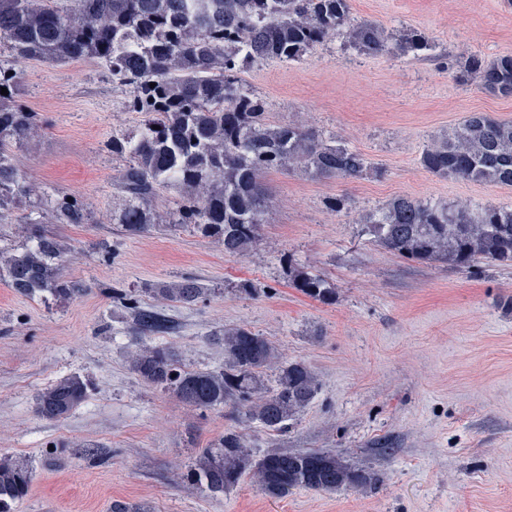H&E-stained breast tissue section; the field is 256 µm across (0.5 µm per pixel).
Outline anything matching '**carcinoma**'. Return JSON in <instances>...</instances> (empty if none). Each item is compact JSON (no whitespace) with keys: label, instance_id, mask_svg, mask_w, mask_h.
Segmentation results:
<instances>
[{"label":"carcinoma","instance_id":"obj_1","mask_svg":"<svg viewBox=\"0 0 512 512\" xmlns=\"http://www.w3.org/2000/svg\"><path fill=\"white\" fill-rule=\"evenodd\" d=\"M335 41L372 56L419 59L436 50L419 29L395 36L374 22L351 18V0H0V89L8 91L0 94V224H17L23 233L21 248L0 252V279L32 299L48 293L62 302L88 292L84 283L63 275L66 257L76 250L39 219L45 214L54 224H87V203L76 194L49 191L14 153L48 127V118L22 100L20 62L90 59L124 92L119 111L141 115L132 131L112 127L105 144L121 162L112 178V223L124 235L189 231L228 256H243L262 245V226L275 207L264 184L267 174L299 169L354 178L373 170L362 152L334 135L302 123H270L266 102L243 78L250 68L297 62L313 47ZM450 65L457 78L476 75L485 92L512 97V55L492 61L455 55ZM419 164L433 175L512 186V121L471 112L448 137L424 149ZM169 188L178 197L161 210L156 200ZM364 231L381 249L411 262L461 273L472 272L480 260L512 265V207L398 196L365 217ZM287 272L288 281L312 299L326 301L335 293L318 274L292 263ZM142 293L194 306L211 289L187 275ZM128 326L141 339L130 355L131 369L190 407L229 405L246 421L280 433L317 391L311 367L277 363L274 345L245 325L214 332L224 343V368L218 371L188 369L167 345L144 342L177 331L152 304H132ZM89 391L79 375L61 378L37 396L36 412L62 419ZM272 465L275 478L268 475ZM247 474L271 497L300 488L367 491L378 482L375 473L323 450L272 451L257 459L236 431L196 449L186 478L217 496ZM31 481L27 465L0 456V512H16Z\"/></svg>","mask_w":512,"mask_h":512}]
</instances>
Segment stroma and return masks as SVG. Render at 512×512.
<instances>
[{
	"mask_svg": "<svg viewBox=\"0 0 512 512\" xmlns=\"http://www.w3.org/2000/svg\"><path fill=\"white\" fill-rule=\"evenodd\" d=\"M355 17L423 30L438 57H369L329 43L297 63L249 69L247 83L271 121H299L367 155L382 176L317 179L276 172V207L264 245L245 257L186 232L117 237L111 224H59L75 247L66 277L85 296L62 304L30 299L0 282V455L28 465L32 483L16 512H110L112 502L150 512H512V266L481 263L471 274L405 261L375 246L363 219L404 195L436 203L512 206V187L424 171L425 146L471 112L512 120V97L477 79L460 81L445 54L493 59L512 53V0H352ZM23 98L51 127L16 155L49 189L111 209L117 165L103 146L122 93L97 65H21ZM343 197L336 214L327 198ZM113 246L116 255L99 253ZM336 288L331 302L289 283L285 261ZM186 275L221 295L185 307L157 303L178 332L163 337L181 363L217 370V330L244 324L319 380L311 404L282 433L239 423L232 408L195 410L146 384L128 360L137 340L110 288L138 292ZM248 280L260 295L234 292ZM78 375L91 384L70 415L35 411L49 384ZM246 434L255 454L329 450L377 473L369 492L293 490L274 498L251 477L214 497L184 474L195 449L224 432ZM66 452H59L60 443ZM390 445L387 453L377 443Z\"/></svg>",
	"mask_w": 512,
	"mask_h": 512,
	"instance_id": "1",
	"label": "stroma"
}]
</instances>
